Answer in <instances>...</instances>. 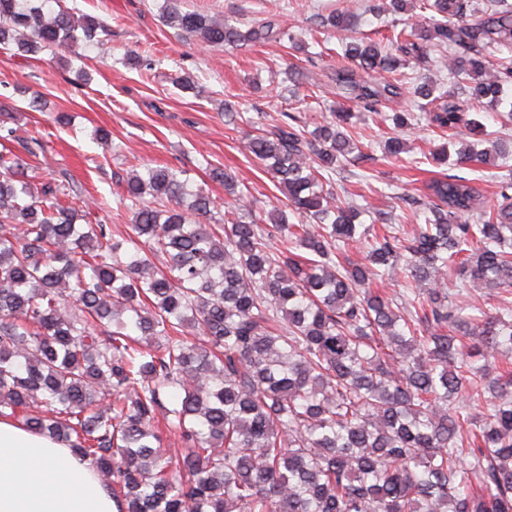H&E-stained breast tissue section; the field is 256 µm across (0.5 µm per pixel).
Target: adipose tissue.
<instances>
[{
  "mask_svg": "<svg viewBox=\"0 0 512 512\" xmlns=\"http://www.w3.org/2000/svg\"><path fill=\"white\" fill-rule=\"evenodd\" d=\"M0 512H118L91 463L20 422L0 418Z\"/></svg>",
  "mask_w": 512,
  "mask_h": 512,
  "instance_id": "adipose-tissue-1",
  "label": "adipose tissue"
}]
</instances>
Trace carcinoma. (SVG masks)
Segmentation results:
<instances>
[{"label": "carcinoma", "mask_w": 512, "mask_h": 512, "mask_svg": "<svg viewBox=\"0 0 512 512\" xmlns=\"http://www.w3.org/2000/svg\"><path fill=\"white\" fill-rule=\"evenodd\" d=\"M165 2L162 24L210 48L286 35L274 17L244 31ZM368 2L404 19L386 47L352 35L348 10L315 23L341 40L338 94L370 115L398 106L384 154L408 152L404 133L425 119L474 136L443 143L440 165L512 160V139H487L468 106L512 114V58H495L512 50V3ZM108 33L62 0H0V47L18 55ZM446 58L467 99L425 79L417 111L402 105L401 69ZM126 64L153 59L130 50ZM351 119L340 107L309 133L284 112L245 139L288 200L265 219L215 217L209 193L168 167L119 178L120 241L67 179L31 184L43 141L0 153V417L92 461L119 512H512V179L475 220L481 190L446 174L400 196L424 223L378 231L334 198L333 177L363 157ZM210 177L243 198L227 172ZM368 240L363 260L348 257ZM392 278L404 292L386 291ZM475 288L507 297L491 315ZM159 417L180 434L175 457Z\"/></svg>", "instance_id": "cac0c4a2"}]
</instances>
